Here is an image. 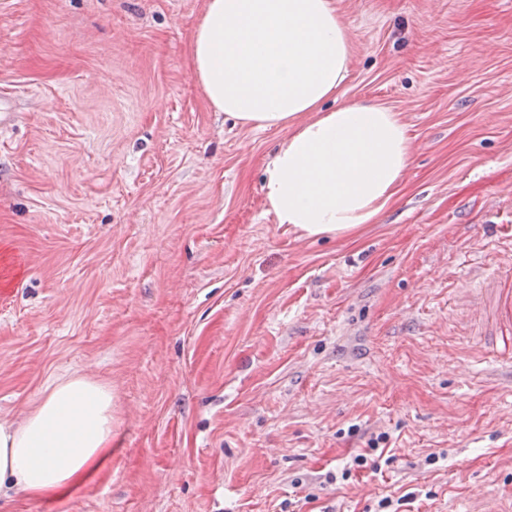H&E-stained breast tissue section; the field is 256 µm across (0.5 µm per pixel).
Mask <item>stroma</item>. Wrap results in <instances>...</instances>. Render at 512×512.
<instances>
[{
    "label": "stroma",
    "mask_w": 512,
    "mask_h": 512,
    "mask_svg": "<svg viewBox=\"0 0 512 512\" xmlns=\"http://www.w3.org/2000/svg\"><path fill=\"white\" fill-rule=\"evenodd\" d=\"M204 0H0V417L112 390V452L0 512H501L512 386L461 288L512 238V0H336L338 102L399 112L376 223L303 237L262 171L286 130L207 103ZM387 434L390 464L343 467Z\"/></svg>",
    "instance_id": "obj_1"
}]
</instances>
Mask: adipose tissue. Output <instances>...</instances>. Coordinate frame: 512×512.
<instances>
[{
  "mask_svg": "<svg viewBox=\"0 0 512 512\" xmlns=\"http://www.w3.org/2000/svg\"><path fill=\"white\" fill-rule=\"evenodd\" d=\"M190 59L209 106L290 135L264 167L263 203L305 237L348 234L392 201L411 155L399 113L335 108L353 45L335 0H205ZM112 447V393L84 377L50 386L22 421L0 419V499L64 495Z\"/></svg>",
  "mask_w": 512,
  "mask_h": 512,
  "instance_id": "1",
  "label": "adipose tissue"
}]
</instances>
